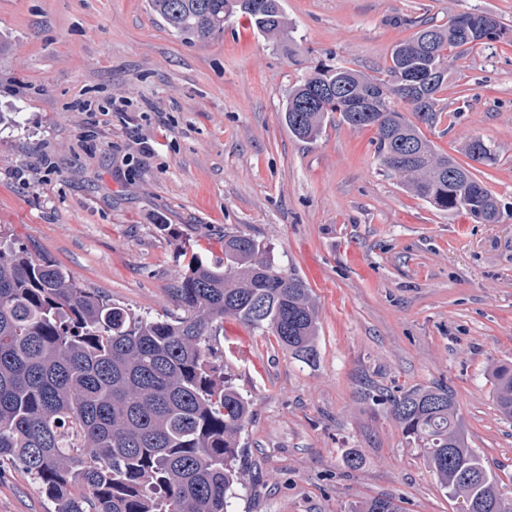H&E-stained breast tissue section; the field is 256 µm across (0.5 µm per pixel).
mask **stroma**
Instances as JSON below:
<instances>
[{"mask_svg":"<svg viewBox=\"0 0 512 512\" xmlns=\"http://www.w3.org/2000/svg\"><path fill=\"white\" fill-rule=\"evenodd\" d=\"M298 59L239 16L189 41L147 0H0V236L138 315L177 314L192 255L225 235L266 243L318 305V357L225 318L216 364L253 403V467L235 512H350L388 495L405 512H460L371 389L450 387L467 438L512 496V421L490 370L512 367V217L480 224L413 197L375 154L374 131L329 122L295 138L282 102L301 74L343 65L381 76L418 23L512 0H281ZM437 151L472 136L496 151L477 176L512 205V42L450 67ZM356 449L359 469L345 454ZM20 470L0 512H50Z\"/></svg>","mask_w":512,"mask_h":512,"instance_id":"obj_1","label":"stroma"}]
</instances>
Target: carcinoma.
I'll use <instances>...</instances> for the list:
<instances>
[{
  "mask_svg": "<svg viewBox=\"0 0 512 512\" xmlns=\"http://www.w3.org/2000/svg\"><path fill=\"white\" fill-rule=\"evenodd\" d=\"M150 12L186 39L223 30L233 15L274 39L292 58L299 47L280 0H148ZM468 26L449 19L422 24L397 44L375 78L344 66H319L288 88L282 112L297 139H316L327 123L375 129V153L405 187L440 211L463 209L480 223L509 213L454 157L437 152L420 125L441 117L448 59L473 40L495 41L487 12ZM415 71L424 82L413 99L403 91ZM354 101L368 111L355 112ZM461 152L486 164L495 153L481 136ZM173 298L177 316H133L96 288H82L49 258L0 240V473L19 465L35 480L52 512H232L247 471L240 459L252 406L224 368L211 361L210 338L224 317L267 332L295 358L317 356L318 308L307 284L280 270L267 245L224 236V258L191 257ZM493 399L512 420V368L492 371ZM388 404L402 433L448 497L471 512H512L499 477L469 447L452 392L419 386L397 394H363ZM353 512H402L377 496Z\"/></svg>",
  "mask_w": 512,
  "mask_h": 512,
  "instance_id": "obj_1",
  "label": "carcinoma"
}]
</instances>
